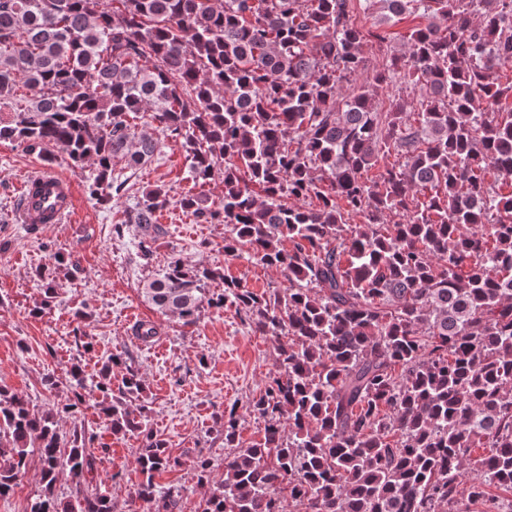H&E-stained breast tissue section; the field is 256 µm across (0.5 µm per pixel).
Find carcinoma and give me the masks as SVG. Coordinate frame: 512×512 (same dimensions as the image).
Segmentation results:
<instances>
[{"label":"carcinoma","instance_id":"1","mask_svg":"<svg viewBox=\"0 0 512 512\" xmlns=\"http://www.w3.org/2000/svg\"><path fill=\"white\" fill-rule=\"evenodd\" d=\"M357 5L0 0V141L48 164L57 148L75 167L91 163L90 194L110 205L126 191L115 160L136 169L158 150L135 133L142 112L181 145L193 183H223L218 205L186 194L180 208L224 224V255L287 276L288 287L256 293L175 254L144 288L185 324L232 309L279 341L248 404L264 435L244 446L236 409L215 416L230 452L214 484L211 461H195L197 482L212 484L198 512H465L486 486L512 492V81L499 77L512 66V0ZM405 14L425 20L406 51L352 86L363 47L383 44V27ZM383 89L398 92L387 112ZM168 203L157 185L127 214L146 262ZM64 262L36 271L33 315L51 307ZM69 382L41 415L0 387V497L36 448L30 512H113L85 481L108 449L83 426L58 427L86 404L76 365ZM92 387L112 434L140 440L134 512H175L179 492L153 478L182 461L148 427L139 370L114 356ZM475 448L486 453L469 472ZM63 473L68 500L56 493Z\"/></svg>","mask_w":512,"mask_h":512}]
</instances>
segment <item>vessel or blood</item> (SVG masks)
<instances>
[{
  "label": "vessel or blood",
  "mask_w": 512,
  "mask_h": 512,
  "mask_svg": "<svg viewBox=\"0 0 512 512\" xmlns=\"http://www.w3.org/2000/svg\"><path fill=\"white\" fill-rule=\"evenodd\" d=\"M76 204V189L72 180L51 169L25 176L18 187L15 216L18 223L37 224L43 216L53 223H63Z\"/></svg>",
  "instance_id": "1"
}]
</instances>
